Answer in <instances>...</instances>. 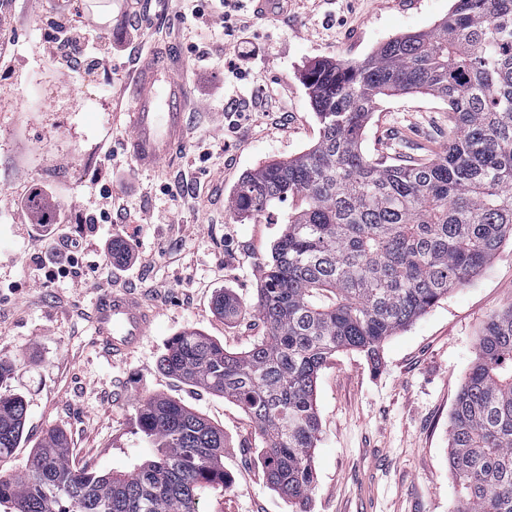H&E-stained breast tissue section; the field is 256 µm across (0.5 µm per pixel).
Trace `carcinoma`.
Masks as SVG:
<instances>
[{"label":"carcinoma","mask_w":512,"mask_h":512,"mask_svg":"<svg viewBox=\"0 0 512 512\" xmlns=\"http://www.w3.org/2000/svg\"><path fill=\"white\" fill-rule=\"evenodd\" d=\"M319 137L243 175L228 210L285 228L262 264L253 309L264 334L234 353L197 332L173 337L161 369L236 404L263 442L266 479L309 512L320 421L316 385L336 353L381 364L384 342L466 287L512 240V0H453L432 29L401 34L358 61L303 74ZM429 94L453 132L438 159L384 165L362 150L380 100ZM226 317L242 306L215 301ZM27 407L0 392V504L11 512H199L224 489V430L164 396L137 402L133 434L149 453L110 471L74 467L51 431L26 462ZM448 468L456 512H512V304L491 315L455 397Z\"/></svg>","instance_id":"carcinoma-1"}]
</instances>
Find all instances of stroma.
Listing matches in <instances>:
<instances>
[{"instance_id": "35a3bbf8", "label": "stroma", "mask_w": 512, "mask_h": 512, "mask_svg": "<svg viewBox=\"0 0 512 512\" xmlns=\"http://www.w3.org/2000/svg\"><path fill=\"white\" fill-rule=\"evenodd\" d=\"M74 0L97 57L83 75L59 64L49 39L51 0H0V386L23 396L24 435L10 473L50 430H61L73 465L121 469L143 456L132 434L135 402L161 395L182 402L224 431L223 490L206 492L201 512H290L265 479L254 421L224 397L159 367L167 342L185 330L247 350L264 333L249 313L260 267L281 225L241 220L228 196L242 175L311 146L318 123L302 80L317 60H359L389 38L429 29L451 0H293L286 15L251 19L245 35L225 36L183 17V0ZM138 41H130L132 26ZM186 63L191 94L187 135L172 164L132 170L122 149L127 84L154 44ZM208 47L199 56V47ZM238 72L224 68L225 56ZM280 91L287 118L263 116L251 99ZM445 104L414 93L385 98L362 149L380 162L431 159L448 141ZM50 190L84 261L44 284L35 268L51 254L16 209V200ZM110 207L111 223L94 222ZM143 225L131 244L133 269L93 271L108 230ZM133 290L156 318L131 356L114 360L93 335V299L106 284ZM246 311L227 319L220 292ZM512 303V243H505L467 288L442 299L391 336L382 363L338 353L319 375L320 435L310 512H455L448 430L459 385L475 357L483 323Z\"/></svg>"}]
</instances>
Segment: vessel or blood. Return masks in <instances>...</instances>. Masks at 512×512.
<instances>
[{"mask_svg": "<svg viewBox=\"0 0 512 512\" xmlns=\"http://www.w3.org/2000/svg\"><path fill=\"white\" fill-rule=\"evenodd\" d=\"M183 70L182 56L164 48L155 63L133 76L124 111L129 127L124 150L134 167L158 166L184 142L188 89ZM155 316V310L126 288L100 291L92 307L97 340L115 358L128 357L138 349Z\"/></svg>", "mask_w": 512, "mask_h": 512, "instance_id": "vessel-or-blood-1", "label": "vessel or blood"}]
</instances>
